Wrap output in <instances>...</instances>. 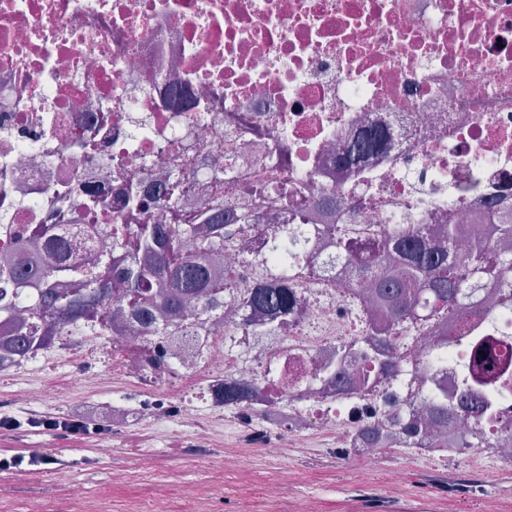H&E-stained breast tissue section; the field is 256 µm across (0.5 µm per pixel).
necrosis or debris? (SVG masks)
<instances>
[{
    "label": "necrosis or debris",
    "instance_id": "1",
    "mask_svg": "<svg viewBox=\"0 0 512 512\" xmlns=\"http://www.w3.org/2000/svg\"><path fill=\"white\" fill-rule=\"evenodd\" d=\"M371 125L389 129L392 144L348 171L342 146ZM181 173L183 208L221 204L258 217L218 259L233 281L225 303L259 285L272 262L267 232L303 224L322 272L294 281L300 307L287 325L246 336L208 322L204 335L161 348L158 375L145 364L160 348L136 323L104 373L93 368L99 349L61 327L24 365L40 369L64 350L85 363L84 390L159 382L167 410L206 379L199 402L210 425L256 438L277 431L284 456L313 435L356 447L364 427L405 448L395 410L417 415L467 386L488 406L481 425L465 414L431 426L432 447L413 455L447 461L440 440L477 427L483 443L470 462L512 459V304L475 280L463 307L403 323L370 304L352 265L327 245L353 227L374 248L388 225L419 224L430 246L463 255L478 225L501 223L488 203L512 207V0H0V258L14 259L22 228L47 224L73 267L106 261L123 235L127 184L144 186V216L166 224L163 200L147 188ZM93 195L109 208H86ZM35 297L0 274V341L16 333L12 312ZM380 332L399 351L397 368L344 354ZM480 346L499 359L497 375L475 365ZM422 348L433 353L425 375L412 363ZM334 372L365 386L339 394ZM231 380L256 388L250 409L224 405ZM160 407L116 405L110 419L117 428Z\"/></svg>",
    "mask_w": 512,
    "mask_h": 512
}]
</instances>
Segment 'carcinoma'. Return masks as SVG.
I'll return each instance as SVG.
<instances>
[{
  "mask_svg": "<svg viewBox=\"0 0 512 512\" xmlns=\"http://www.w3.org/2000/svg\"><path fill=\"white\" fill-rule=\"evenodd\" d=\"M386 139L387 134L378 128L365 130L343 153L344 162L359 165L380 152ZM166 204L174 214L171 224L141 223L139 214L128 212L134 223L124 225V229L135 236V244L129 247L117 242L112 260L99 265L94 275L83 276L74 288L57 284L59 278L70 274L67 249L52 228L41 226L39 244L53 266L37 272L21 265L13 268L15 277L34 283L39 298L31 309L32 319L21 322L24 335L1 342L0 348L22 356L29 350L32 337L46 339L65 324L95 334L134 316L148 336H175L182 328L198 324L202 317L223 316L226 282L213 277L208 258L224 250V239L233 235L234 225L224 223L221 208L202 216L182 211L179 197L173 193ZM199 221L207 226L203 237L198 234ZM456 235V226L448 225V244L436 250L425 243L421 228L398 226L386 234V247L400 255V262L386 272L379 271L375 259L356 253L349 240H336V252L347 254L349 262L360 268L359 280L377 304L393 308L401 319L416 320L425 306L435 313L458 306L467 297L470 278L499 283L512 272L511 250L490 252L478 239L469 254L460 257L453 250ZM271 245L275 255L288 256L295 275H317V270L301 266L304 252L299 225H282L272 235ZM297 305L298 297L288 288L286 277L273 275L269 283L258 285L240 299L241 307L265 314L267 327L244 322L240 327L248 336H268L285 323ZM224 403H251L250 385L224 383ZM461 411V405L431 402L428 418L448 422Z\"/></svg>",
  "mask_w": 512,
  "mask_h": 512,
  "instance_id": "cac0c4a2",
  "label": "carcinoma"
}]
</instances>
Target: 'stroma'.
<instances>
[{"instance_id":"1","label":"stroma","mask_w":512,"mask_h":512,"mask_svg":"<svg viewBox=\"0 0 512 512\" xmlns=\"http://www.w3.org/2000/svg\"><path fill=\"white\" fill-rule=\"evenodd\" d=\"M82 370L70 355L49 354L37 380L61 384L64 396L39 405L22 404L24 381L1 374L0 417L83 419L92 400L71 383ZM1 448L63 463L0 480V512H512V461L473 466L462 452L438 464L390 448L365 457L339 441L281 457L240 430L198 438L180 416L78 437L0 433ZM120 469L127 478L113 481Z\"/></svg>"}]
</instances>
